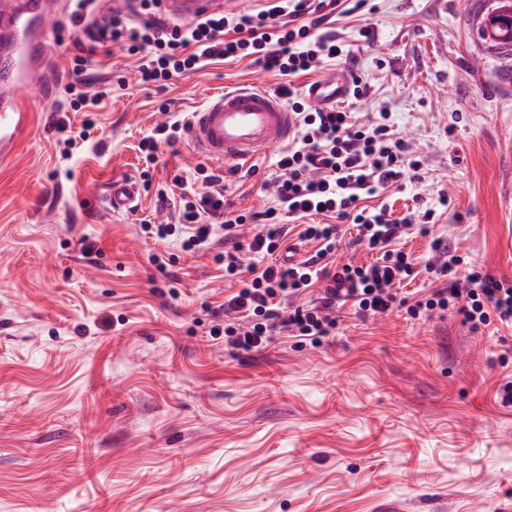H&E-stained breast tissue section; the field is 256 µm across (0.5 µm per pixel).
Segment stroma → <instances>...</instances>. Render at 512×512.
Wrapping results in <instances>:
<instances>
[{"instance_id":"stroma-1","label":"stroma","mask_w":512,"mask_h":512,"mask_svg":"<svg viewBox=\"0 0 512 512\" xmlns=\"http://www.w3.org/2000/svg\"><path fill=\"white\" fill-rule=\"evenodd\" d=\"M490 7L370 0L332 28L367 85L345 107L362 122L388 113L421 162L420 179L380 197L398 220L434 213L405 252L424 263L440 234L512 279V57L476 33ZM91 73L112 96L90 140L62 156L59 100L33 92L38 121L0 165V512H512V405L497 397L512 329L396 309L343 319L316 348L237 350L210 333L229 289L223 237L190 255L138 236L172 218L155 190L180 197L206 163L183 138L149 167L140 141L212 92H273L283 77L217 61L161 89L116 50ZM274 161L227 175L235 209L271 205ZM146 168L136 210H111L112 183Z\"/></svg>"}]
</instances>
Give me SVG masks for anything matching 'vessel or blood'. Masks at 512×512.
<instances>
[{
	"label": "vessel or blood",
	"mask_w": 512,
	"mask_h": 512,
	"mask_svg": "<svg viewBox=\"0 0 512 512\" xmlns=\"http://www.w3.org/2000/svg\"><path fill=\"white\" fill-rule=\"evenodd\" d=\"M244 0H161L163 13L174 20L193 21L214 14L239 12ZM61 0H35L31 12L17 11L13 0H0V19L9 21L11 35L0 53L11 59L12 79L0 82V161H6L35 124L24 89L52 95L59 72L50 56L52 39L62 19ZM352 90L348 76L333 74L308 83V101L327 108L346 100ZM291 114L271 92L242 87L212 93L194 112L188 130L196 153L219 162L248 163L288 139ZM137 193L129 181L113 184L108 200L113 210L130 207Z\"/></svg>",
	"instance_id": "b4317fda"
}]
</instances>
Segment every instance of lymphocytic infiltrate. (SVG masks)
<instances>
[{
  "mask_svg": "<svg viewBox=\"0 0 512 512\" xmlns=\"http://www.w3.org/2000/svg\"><path fill=\"white\" fill-rule=\"evenodd\" d=\"M365 0H267L254 12L212 15L180 24L161 15L160 0H133L127 9L104 7L102 0H70L69 24L75 34L72 81L65 87L69 108L89 110L102 100L88 71L97 48H117L138 58L140 82L159 87L219 59H251L285 77L278 93L292 115L291 145L279 152L278 175L270 186L274 204L261 212L230 210L222 171L200 167L203 190L182 197L174 224H145L158 240L176 238L186 252L208 249L213 218L224 232V277L239 289L224 299V324L211 333L235 349L261 350L279 338L319 346L338 323L341 311L369 319L391 310L397 287L415 278L411 257L398 249L404 236L428 234L427 224L393 219L366 199L405 177L419 178L420 163L407 143L394 137L388 113L357 123L342 106L310 108L304 91L290 77L321 69L346 56L340 37L325 31L330 16L360 11ZM336 215V223L313 224V215ZM305 219L300 236L319 242L315 255L296 260L288 243L289 219ZM356 227L354 245L369 262L345 263L329 270L323 259L340 241L342 221ZM252 224L241 239L238 229ZM425 268L434 280L415 292L406 308L410 319L452 311L470 331L512 328V279L464 262L448 240H432Z\"/></svg>",
  "mask_w": 512,
  "mask_h": 512,
  "instance_id": "obj_1",
  "label": "lymphocytic infiltrate"
}]
</instances>
